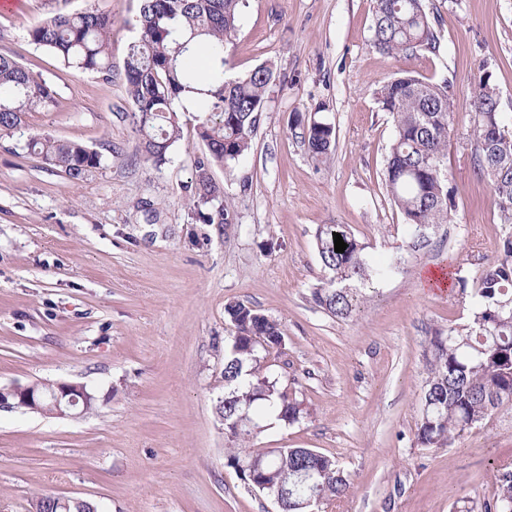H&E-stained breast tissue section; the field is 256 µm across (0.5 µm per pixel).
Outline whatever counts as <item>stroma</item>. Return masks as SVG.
Returning a JSON list of instances; mask_svg holds the SVG:
<instances>
[{"label": "stroma", "instance_id": "stroma-1", "mask_svg": "<svg viewBox=\"0 0 512 512\" xmlns=\"http://www.w3.org/2000/svg\"><path fill=\"white\" fill-rule=\"evenodd\" d=\"M109 12L112 77L65 67L29 29L55 0L0 10V55L41 75L56 104L0 137V388L85 385L93 410L58 416L0 410V512H35L42 495L92 501L98 512H278L224 464L216 413L231 324L243 302L279 320L288 386L309 415L255 439L258 448H313L336 457L351 491L325 512H453L491 500L496 469H512V402L450 446L416 442L430 336L466 322L459 278L493 263L512 227L474 168L473 92L482 74L512 128V0H425L438 53L393 57L372 45L373 0H247L226 46L224 76L272 64L275 81L250 153L214 178L237 222L215 235L196 223L186 185L205 145L195 113L165 164L136 158L123 61L139 36L140 0L88 2ZM409 71L447 81L451 221L412 246L384 171L395 128L377 88ZM336 131L316 163L294 114ZM50 135L102 154L73 181L30 153ZM322 224H341L369 263L389 265L352 315L312 299L324 272ZM447 283L422 285L424 270Z\"/></svg>", "mask_w": 512, "mask_h": 512}]
</instances>
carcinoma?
<instances>
[{
  "label": "carcinoma",
  "instance_id": "1",
  "mask_svg": "<svg viewBox=\"0 0 512 512\" xmlns=\"http://www.w3.org/2000/svg\"><path fill=\"white\" fill-rule=\"evenodd\" d=\"M245 0H141L139 38L128 46L123 76L131 109L121 119L138 141V152L157 165L181 139L183 128L174 104L192 98L199 113L198 135L207 151L195 162V179L186 186L196 221L221 235L237 220L232 200L211 170L226 168L251 150L260 114L275 81L273 67L261 65L233 80H224L225 45L236 29ZM112 16L91 5L82 11L58 10L28 31L35 46L54 54L68 68L112 78ZM373 46L388 55L434 53L439 37L423 0H374ZM56 92L43 78L0 55V135L21 128L29 112L47 110ZM382 109L392 114L395 135L389 148L384 182L404 215L411 236L433 224L451 221L444 176L451 102L447 82H432L410 72L377 89ZM473 137L480 176L487 179L504 224H512V137L497 135L504 127L500 99L490 76L474 89ZM303 142L317 162L332 154L335 128L321 119L303 127ZM27 147L45 164L81 180L101 166L102 154L77 141L33 136ZM348 247L335 252L333 234ZM316 242L324 282L314 301L334 317L348 318L358 301L355 282L387 272L364 257V246L340 224H323ZM468 295V323L430 337L424 354L427 374L422 394L418 443L426 448L449 446L512 401V237L503 254L481 270ZM224 312L233 327L224 354V397L218 414L232 442L225 465L237 470L253 489L274 498L282 493L280 512H306L311 500L328 506L344 497L350 485L336 458L311 448H255L253 440L275 417L284 425L308 415L303 402L282 376L270 373L265 359L284 345L281 323L242 302ZM495 493L480 505L461 501L458 512H505L512 504V469L494 474Z\"/></svg>",
  "mask_w": 512,
  "mask_h": 512
}]
</instances>
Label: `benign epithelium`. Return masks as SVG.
Wrapping results in <instances>:
<instances>
[{"instance_id": "1", "label": "benign epithelium", "mask_w": 512, "mask_h": 512, "mask_svg": "<svg viewBox=\"0 0 512 512\" xmlns=\"http://www.w3.org/2000/svg\"><path fill=\"white\" fill-rule=\"evenodd\" d=\"M94 397L86 386L78 383H57L42 387L38 384L0 389V408L25 407L38 413L51 412L65 416L75 410L86 413L92 409Z\"/></svg>"}]
</instances>
